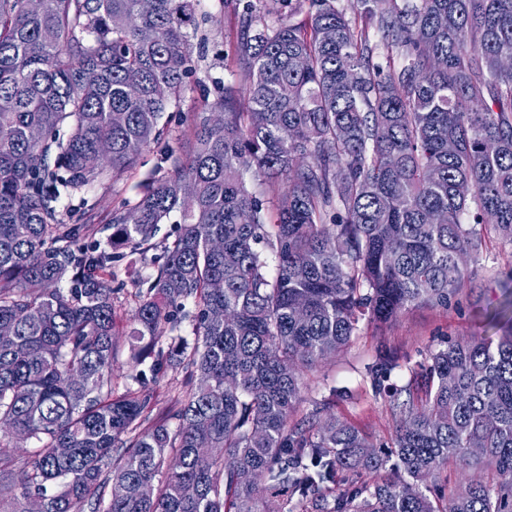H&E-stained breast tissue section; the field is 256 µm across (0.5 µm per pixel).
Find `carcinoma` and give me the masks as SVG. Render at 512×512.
Returning <instances> with one entry per match:
<instances>
[{
  "mask_svg": "<svg viewBox=\"0 0 512 512\" xmlns=\"http://www.w3.org/2000/svg\"><path fill=\"white\" fill-rule=\"evenodd\" d=\"M340 2L288 0L270 26L224 0L244 102L226 87L190 118L189 159L164 154L172 171L112 211L109 252L61 203L166 134L195 69V0H0V430L41 444L17 482L0 445V512L34 497L43 512H512V331L450 343L387 388V450L328 402L292 420L304 374L361 321L448 305L459 255L512 243V0ZM173 213L127 318L114 250L144 259ZM118 336L135 347L121 392ZM395 366L370 369L375 391ZM168 369L185 399L158 411L147 377ZM450 462L494 476L436 499Z\"/></svg>",
  "mask_w": 512,
  "mask_h": 512,
  "instance_id": "carcinoma-1",
  "label": "carcinoma"
}]
</instances>
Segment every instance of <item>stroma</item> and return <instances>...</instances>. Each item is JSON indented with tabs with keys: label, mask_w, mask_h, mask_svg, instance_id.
<instances>
[{
	"label": "stroma",
	"mask_w": 512,
	"mask_h": 512,
	"mask_svg": "<svg viewBox=\"0 0 512 512\" xmlns=\"http://www.w3.org/2000/svg\"><path fill=\"white\" fill-rule=\"evenodd\" d=\"M195 9L199 33L206 38L204 56L197 59L195 80L189 83L179 105L163 116L171 131L165 148L180 157L187 154L182 133L190 116L217 100L225 86L240 90L246 85L247 66L233 54L235 24L224 0H198ZM160 150H143L135 169L95 183L69 199V223H83L86 212H93L96 237L106 240L110 234L107 220L113 208L122 200L135 197L138 183L156 171ZM176 230L177 225L171 220L160 225L154 237L155 247L145 261L138 263L137 273H127L125 258L117 259V277L112 286L122 313L134 309L143 279L152 272L164 244L173 239ZM511 324L512 243L497 239L488 243L478 257L468 260L467 276L447 305L421 304L387 324L361 322L351 343L308 375L299 410L304 413L313 403L327 401L332 413L358 425L375 443H391L396 421L384 397L375 393L368 374L369 367L383 353L397 357L398 366L390 380L402 386L408 383L412 370L426 363L430 353L444 347L447 341L472 336L495 340Z\"/></svg>",
	"instance_id": "1"
}]
</instances>
